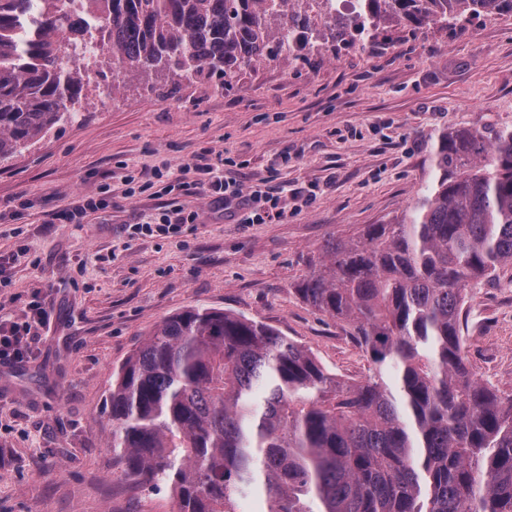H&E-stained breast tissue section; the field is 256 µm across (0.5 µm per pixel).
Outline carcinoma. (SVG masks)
<instances>
[{
	"label": "carcinoma",
	"instance_id": "cac0c4a2",
	"mask_svg": "<svg viewBox=\"0 0 512 512\" xmlns=\"http://www.w3.org/2000/svg\"><path fill=\"white\" fill-rule=\"evenodd\" d=\"M0 0V161L74 114L87 61L117 77L216 78L366 50L373 17L462 31L512 0ZM297 292L349 327L371 374L345 380L275 328L215 308L161 321L113 374L111 448L172 512H512V393L478 378L461 319L473 284L512 266V130L439 136L434 177L397 224L327 242Z\"/></svg>",
	"mask_w": 512,
	"mask_h": 512
}]
</instances>
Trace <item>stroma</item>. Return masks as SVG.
Wrapping results in <instances>:
<instances>
[{
    "instance_id": "obj_1",
    "label": "stroma",
    "mask_w": 512,
    "mask_h": 512,
    "mask_svg": "<svg viewBox=\"0 0 512 512\" xmlns=\"http://www.w3.org/2000/svg\"><path fill=\"white\" fill-rule=\"evenodd\" d=\"M378 33V51L259 64L228 90L174 76L118 84L96 67L74 118L0 163V314L23 318L39 298L52 308L37 357L0 365V512H171L168 490L134 485L112 452L109 392L129 354L183 310L263 321L333 373L368 375L345 327L298 284L328 240L410 210L439 134L512 130V17L479 18L462 34L392 21ZM208 150L244 189H278L286 220L241 224L197 195L182 235L125 240L124 225L172 201L151 172ZM82 197L101 208L54 222ZM466 310L475 373L512 392V268L472 288Z\"/></svg>"
}]
</instances>
